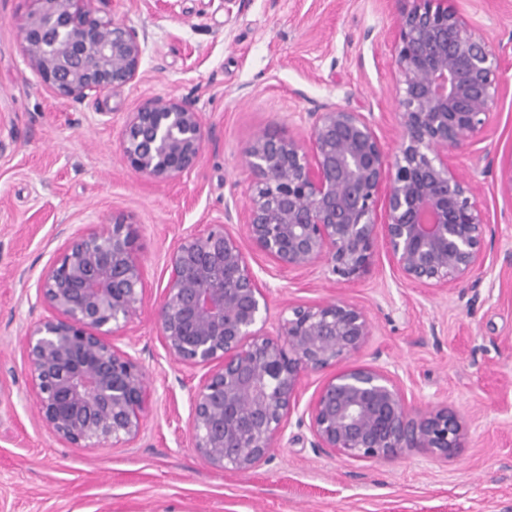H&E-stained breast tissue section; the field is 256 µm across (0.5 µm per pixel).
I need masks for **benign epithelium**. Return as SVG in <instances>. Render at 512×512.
I'll list each match as a JSON object with an SVG mask.
<instances>
[{"label":"benign epithelium","instance_id":"7a95c632","mask_svg":"<svg viewBox=\"0 0 512 512\" xmlns=\"http://www.w3.org/2000/svg\"><path fill=\"white\" fill-rule=\"evenodd\" d=\"M26 2L25 63L54 97L78 102L138 79L145 39L100 15L94 0ZM394 2L397 154L385 151L364 113L324 105L312 113L306 141L255 136L243 155L251 176L243 204L225 206L224 219L190 231L169 255L156 323L170 357L205 370L190 426L193 447L214 469L243 474L269 462L294 415L308 424L313 447L349 461L415 449L446 458L463 446L458 413L440 405L414 412L387 370L344 365L372 333L352 301L291 306L269 334L267 284L228 230L242 224L282 269L322 264L335 283L364 277L380 246L398 276L419 288H456L484 266L479 187L450 159L494 121L501 59L463 14L433 0ZM208 140L191 101L150 97L125 120L122 155L136 173L170 182L197 166ZM498 185L512 198V160ZM136 239L121 216L90 224L65 239L37 281L36 304L51 312L26 333L37 416L78 448L130 442L142 429L145 374L110 339L146 301ZM330 369L300 409L304 378Z\"/></svg>","mask_w":512,"mask_h":512}]
</instances>
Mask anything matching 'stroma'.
Instances as JSON below:
<instances>
[{
	"label": "stroma",
	"mask_w": 512,
	"mask_h": 512,
	"mask_svg": "<svg viewBox=\"0 0 512 512\" xmlns=\"http://www.w3.org/2000/svg\"><path fill=\"white\" fill-rule=\"evenodd\" d=\"M145 37L141 76L119 94L54 98L23 61V0H0V512H512V199L497 188L512 159V0H448L488 37L507 84L484 144L453 163L481 188L486 263L452 289L398 278L384 250L351 284L324 268L285 272L231 225L270 288L269 331L285 308L341 296L372 333L352 359L395 373L412 410L443 404L464 419V448L354 462L311 447L289 423L259 468L232 475L192 446L190 398L202 369L161 345L154 310L167 260L186 232L241 199L243 152L262 132L298 139L309 112L335 103L371 114L387 151L398 145L393 0H101ZM186 97L211 129L198 165L156 183L122 160L121 132L143 99ZM125 217L137 235L146 305L113 342L135 356L151 389L133 442L75 448L38 419L22 338L46 316L33 306L43 268L66 234Z\"/></svg>",
	"instance_id": "35a3bbf8"
}]
</instances>
